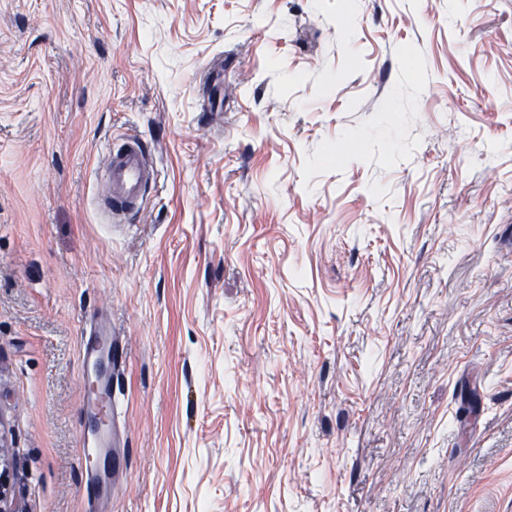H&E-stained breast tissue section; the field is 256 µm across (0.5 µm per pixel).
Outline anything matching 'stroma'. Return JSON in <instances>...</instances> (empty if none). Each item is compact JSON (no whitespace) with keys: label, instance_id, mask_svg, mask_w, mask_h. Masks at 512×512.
Segmentation results:
<instances>
[{"label":"stroma","instance_id":"35a3bbf8","mask_svg":"<svg viewBox=\"0 0 512 512\" xmlns=\"http://www.w3.org/2000/svg\"><path fill=\"white\" fill-rule=\"evenodd\" d=\"M134 131L156 182L110 224ZM98 310L112 512H512V0H0L14 512H92ZM104 169L105 192L98 196V210L113 224L130 222L155 181L153 151L142 136L124 137L121 144L109 147ZM100 316L98 313L88 323L80 345V363L84 374H87L83 382L81 415L87 416L92 425L89 427L87 423L77 456L86 473L87 486L98 489V470L91 465V459L107 456L114 443L112 380L117 371L115 350L119 341L108 327L101 324ZM102 364L107 370L99 373L98 367Z\"/></svg>","mask_w":512,"mask_h":512}]
</instances>
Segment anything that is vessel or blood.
Listing matches in <instances>:
<instances>
[{
  "instance_id": "1",
  "label": "vessel or blood",
  "mask_w": 512,
  "mask_h": 512,
  "mask_svg": "<svg viewBox=\"0 0 512 512\" xmlns=\"http://www.w3.org/2000/svg\"><path fill=\"white\" fill-rule=\"evenodd\" d=\"M154 155L142 136L124 137L109 147L104 160L105 191L98 198V210L113 223L131 221L141 210L155 181ZM117 337L100 319H92L82 336L80 363L86 375L81 413L91 422L82 434L78 463L86 473L87 485L97 483L98 471L92 458L108 454L114 443L112 426V380L117 371Z\"/></svg>"
}]
</instances>
